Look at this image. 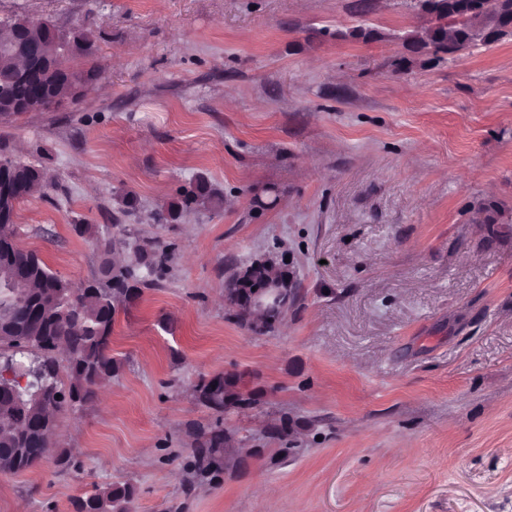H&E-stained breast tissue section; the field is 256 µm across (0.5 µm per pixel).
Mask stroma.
<instances>
[{
	"instance_id": "stroma-1",
	"label": "stroma",
	"mask_w": 512,
	"mask_h": 512,
	"mask_svg": "<svg viewBox=\"0 0 512 512\" xmlns=\"http://www.w3.org/2000/svg\"><path fill=\"white\" fill-rule=\"evenodd\" d=\"M14 14L91 29L102 65L77 102L0 122V152L56 180L18 204L19 244L75 286L115 224L175 263L120 312L118 376L57 419L74 468L0 475V512L123 483L132 512H512V40L430 60L411 0H0ZM200 176L220 214L151 221ZM268 256L298 300L256 336L224 272ZM219 373L256 406L199 404ZM284 414L288 459L264 434ZM218 419L255 453L212 481L185 446Z\"/></svg>"
}]
</instances>
